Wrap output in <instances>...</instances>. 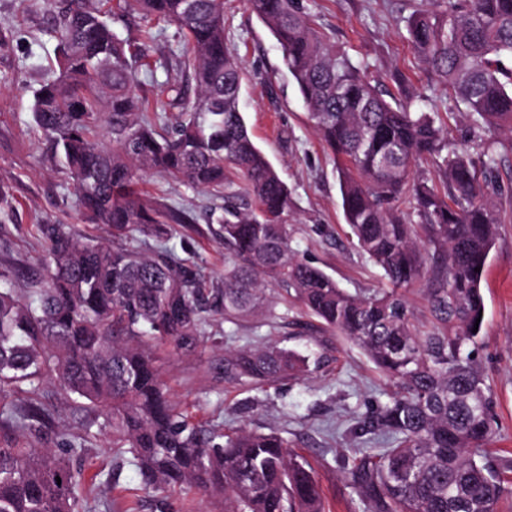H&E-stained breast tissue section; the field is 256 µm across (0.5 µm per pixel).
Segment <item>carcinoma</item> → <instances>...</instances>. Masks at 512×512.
Returning <instances> with one entry per match:
<instances>
[{
  "label": "carcinoma",
  "mask_w": 512,
  "mask_h": 512,
  "mask_svg": "<svg viewBox=\"0 0 512 512\" xmlns=\"http://www.w3.org/2000/svg\"><path fill=\"white\" fill-rule=\"evenodd\" d=\"M280 46L309 119L337 159L345 222L391 289L353 295L296 259L285 217L290 192L253 142L240 107L242 69L224 40V0H63L51 34L56 74L34 96L33 118L75 184L78 207L112 236L156 239L186 211L141 197L156 170L201 190L224 191L218 237L224 283L167 248L149 254L74 239L44 224L52 267L33 298L0 287V512H93L73 458L83 446L32 448L22 433L50 419L37 399L52 379L99 409L112 450L146 492L219 497L224 512H324L307 461L274 432L231 434L192 425L161 379L158 350H198L207 323L257 314L266 286L294 291L322 323L364 350L396 385L354 432L385 438L360 448L348 477L367 512H499L505 489L485 462L495 413L474 358L484 311L481 282L502 219L489 148L449 150L433 112H413L354 64L301 0H246ZM415 13L410 42L425 65L488 132L512 136V0H443ZM177 26L178 67L196 90L164 120L135 88L163 28L120 38L109 12ZM390 99H385V96ZM430 162L439 192L421 166ZM480 271H475V268ZM426 282L432 328L421 336L399 289ZM224 382L268 384L299 370L278 347L224 352Z\"/></svg>",
  "instance_id": "carcinoma-1"
}]
</instances>
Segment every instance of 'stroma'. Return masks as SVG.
<instances>
[{
    "label": "stroma",
    "mask_w": 512,
    "mask_h": 512,
    "mask_svg": "<svg viewBox=\"0 0 512 512\" xmlns=\"http://www.w3.org/2000/svg\"><path fill=\"white\" fill-rule=\"evenodd\" d=\"M330 41L353 61L371 63V75L385 89L409 88L456 144L479 147L494 141L502 180L512 179V139L471 131L464 107L449 96L415 53L407 21L423 9V0H304ZM52 22L47 0H0V270L13 272L12 286L25 293L42 279L46 252L43 224L67 225L77 239L112 244V230L91 223L75 203L73 181L32 118L34 94L57 68V43L47 30ZM225 38L243 67L241 108L249 132L291 192L288 235L295 256L332 277L351 294L388 290L382 271L357 248L343 218L336 161L312 126L282 52L268 29L244 0H224ZM175 25L154 45L151 71H137L136 86L160 85L176 78L178 65L168 45ZM141 188L190 212L194 221L175 224L163 245L177 256L199 263L214 282L224 280V246L211 232V198L159 172L141 178ZM503 222L488 260L483 283L484 324L477 345L480 362L498 415L487 445L490 462L512 490V198L500 199ZM262 315L245 322L210 321L198 353L166 360L163 376L170 398L192 423L225 433L240 428L279 433L290 449L310 464L325 512H365L350 485L347 469L357 417L385 402L393 389L365 352L324 327L283 287L267 292ZM274 344L305 358L303 371L257 387L225 384L215 371L224 352L248 344ZM51 419L30 435L36 448H57L83 437L87 447L78 466L96 477L94 512H168L163 495L144 496L141 476L112 452V435L98 413L75 411L55 391L43 397Z\"/></svg>",
    "instance_id": "1"
}]
</instances>
